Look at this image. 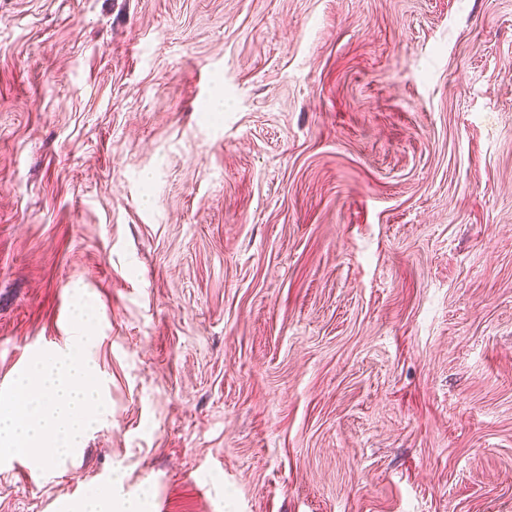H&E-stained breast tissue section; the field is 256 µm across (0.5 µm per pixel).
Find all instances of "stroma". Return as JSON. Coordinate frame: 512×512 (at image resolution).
I'll return each mask as SVG.
<instances>
[{"mask_svg":"<svg viewBox=\"0 0 512 512\" xmlns=\"http://www.w3.org/2000/svg\"><path fill=\"white\" fill-rule=\"evenodd\" d=\"M79 293L0 512H512V0H0V389ZM146 504L140 500H127L113 506L112 492L100 488H91L77 505L74 512H145Z\"/></svg>","mask_w":512,"mask_h":512,"instance_id":"1","label":"stroma"}]
</instances>
